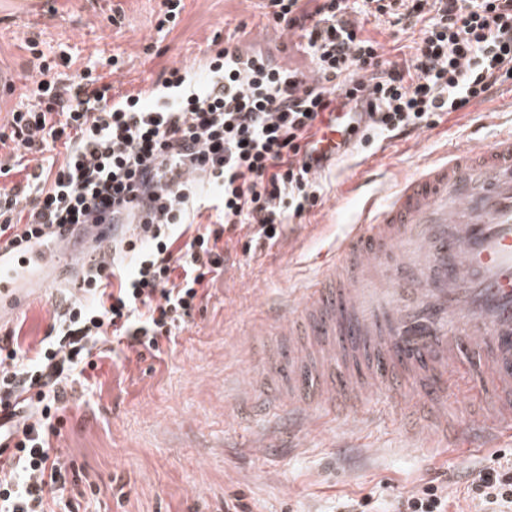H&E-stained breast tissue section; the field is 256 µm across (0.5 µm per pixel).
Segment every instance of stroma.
<instances>
[{"label":"stroma","mask_w":512,"mask_h":512,"mask_svg":"<svg viewBox=\"0 0 512 512\" xmlns=\"http://www.w3.org/2000/svg\"><path fill=\"white\" fill-rule=\"evenodd\" d=\"M174 28L157 30L160 0H122L124 12L108 20L109 0H53L12 21L0 4V75L13 88L0 91V119L21 103L33 72L26 40L46 54L67 45L73 76L88 60L117 57L115 86L149 88L165 67H199L215 36L244 27L239 45L260 49L280 64L309 70L308 57L286 25L270 21L263 0H183ZM512 128V86L490 100L442 117L431 129L386 140L381 151L360 152L327 175L321 207L288 236L241 257L209 290L193 322L161 355L101 359L81 401L67 413L60 446L100 487L81 512H336L341 495L370 497L376 512H393L398 496L440 472L462 512H475L459 474L469 468L512 463V437L495 448L445 445L433 431L409 434L395 420L385 392H371L364 411L347 418L315 412L314 426L287 433L273 417L244 414L238 403L265 367L255 360L252 331L268 306L287 300L309 279L353 218L350 182L364 176L362 192L379 190L419 169L451 145L491 143ZM61 265L20 312V339L32 347L43 338L56 305L55 289L68 285ZM270 438L265 453L254 441Z\"/></svg>","instance_id":"stroma-1"}]
</instances>
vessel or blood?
I'll list each match as a JSON object with an SVG mask.
<instances>
[{
    "mask_svg": "<svg viewBox=\"0 0 512 512\" xmlns=\"http://www.w3.org/2000/svg\"><path fill=\"white\" fill-rule=\"evenodd\" d=\"M352 120L333 112L319 153L337 152ZM56 262L52 245L0 244V326L27 304L34 273ZM258 333L297 340L267 358L288 365L255 395L269 412L294 419L316 407L344 418L380 388L409 432L430 426L452 444L448 376L471 354L493 370L474 376L483 396L470 438L489 447L511 431L512 131L449 147L364 198L334 257Z\"/></svg>",
    "mask_w": 512,
    "mask_h": 512,
    "instance_id": "1",
    "label": "vessel or blood"
}]
</instances>
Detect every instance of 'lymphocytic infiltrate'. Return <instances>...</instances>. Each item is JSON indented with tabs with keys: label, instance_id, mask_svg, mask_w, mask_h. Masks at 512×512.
Listing matches in <instances>:
<instances>
[{
	"label": "lymphocytic infiltrate",
	"instance_id": "lymphocytic-infiltrate-1",
	"mask_svg": "<svg viewBox=\"0 0 512 512\" xmlns=\"http://www.w3.org/2000/svg\"><path fill=\"white\" fill-rule=\"evenodd\" d=\"M276 21L298 29L313 69L265 52L211 49L196 84L186 67L163 69L145 90L121 91L105 74L48 80L40 57L25 104L8 113L0 149V242L19 233L62 245L107 226L112 249L85 263L35 349L17 330L0 338V433L15 451L0 462V512H77L99 494L53 439L62 437L76 384L118 346L156 354L193 320L204 289L243 251L271 246L321 205L332 156L316 155L324 113H357L345 146L436 124L512 82V0H268ZM420 28L411 52L385 58L364 18ZM63 144L58 167L44 153ZM209 223H197L202 212ZM479 512H512V466L467 474ZM448 487L426 483L395 512H448Z\"/></svg>",
	"mask_w": 512,
	"mask_h": 512
}]
</instances>
